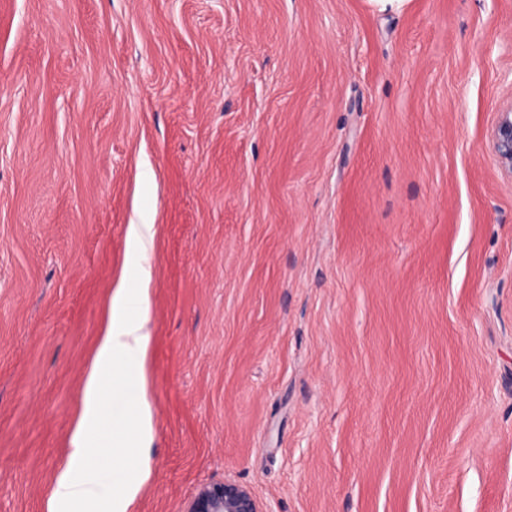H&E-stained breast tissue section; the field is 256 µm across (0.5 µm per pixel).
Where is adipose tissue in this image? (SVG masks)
Instances as JSON below:
<instances>
[{"label": "adipose tissue", "mask_w": 512, "mask_h": 512, "mask_svg": "<svg viewBox=\"0 0 512 512\" xmlns=\"http://www.w3.org/2000/svg\"><path fill=\"white\" fill-rule=\"evenodd\" d=\"M154 227H126L127 274L111 290L89 358L70 453L59 468L47 512H128L149 475L153 426L146 364Z\"/></svg>", "instance_id": "adipose-tissue-1"}]
</instances>
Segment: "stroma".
<instances>
[{
	"label": "stroma",
	"mask_w": 512,
	"mask_h": 512,
	"mask_svg": "<svg viewBox=\"0 0 512 512\" xmlns=\"http://www.w3.org/2000/svg\"><path fill=\"white\" fill-rule=\"evenodd\" d=\"M512 0H0V512H46L155 224L149 478L512 512ZM492 141L503 170L512 176V103L498 111Z\"/></svg>",
	"instance_id": "obj_1"
}]
</instances>
